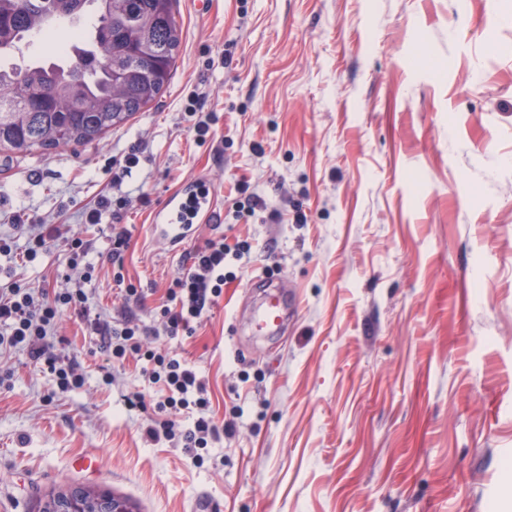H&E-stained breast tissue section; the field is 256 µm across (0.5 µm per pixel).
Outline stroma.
Returning a JSON list of instances; mask_svg holds the SVG:
<instances>
[{
    "instance_id": "1",
    "label": "stroma",
    "mask_w": 512,
    "mask_h": 512,
    "mask_svg": "<svg viewBox=\"0 0 512 512\" xmlns=\"http://www.w3.org/2000/svg\"><path fill=\"white\" fill-rule=\"evenodd\" d=\"M169 86L102 140L26 157L0 152V236L13 211L90 241L92 313L132 315L155 346L197 366L232 435L192 457L143 435L156 394L77 313L49 342L78 364L55 389L12 351L0 369V512H38L50 491L97 486L137 512H512V0H177ZM419 65H409L412 55ZM213 114L198 143L192 89ZM141 145L124 190V302L107 224L85 204L108 164ZM214 189L221 224L174 244L153 211L185 181ZM260 198L248 209L241 184ZM242 248L190 336L160 333L185 256L208 238ZM60 243L0 280L67 287ZM288 325L258 336L266 282Z\"/></svg>"
}]
</instances>
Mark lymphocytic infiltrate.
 I'll return each mask as SVG.
<instances>
[{
    "instance_id": "obj_1",
    "label": "lymphocytic infiltrate",
    "mask_w": 512,
    "mask_h": 512,
    "mask_svg": "<svg viewBox=\"0 0 512 512\" xmlns=\"http://www.w3.org/2000/svg\"><path fill=\"white\" fill-rule=\"evenodd\" d=\"M129 204L126 197L101 195L93 206L84 211L89 224L109 223L112 226L107 259L112 266L113 278L123 285L126 297H139L134 284L126 283L122 273L125 253L130 246V236L120 222ZM62 240L67 251L70 271L79 273L82 281L91 279L92 264L86 256L90 244L76 235L63 236L59 226L49 225L46 230L28 235L24 246L0 238V255H11L16 248H23L27 260H34L48 242ZM227 249L223 240L209 239L194 247L187 254L186 265L173 278L169 302L160 310V320L166 335L171 337L191 332L220 297L224 286V259ZM88 297L81 285L56 291L33 289L17 282L0 285V325L6 326L8 336H0V354L15 348L26 350L29 360L49 366L57 378L60 392H67L81 380L74 361L49 355L47 330L57 323L68 310L78 311L88 319L93 330L100 335L104 348L117 358L133 353L141 356L143 369L150 383L160 385L161 393L154 399L156 418L144 430L147 441L176 442L189 455L207 448L209 442H218L232 434L233 426L215 421L208 413L207 386L197 367L185 358L152 347L151 333L132 317H125L121 326L115 327L101 317L91 316L87 308ZM192 413L190 425L174 420L173 412Z\"/></svg>"
}]
</instances>
